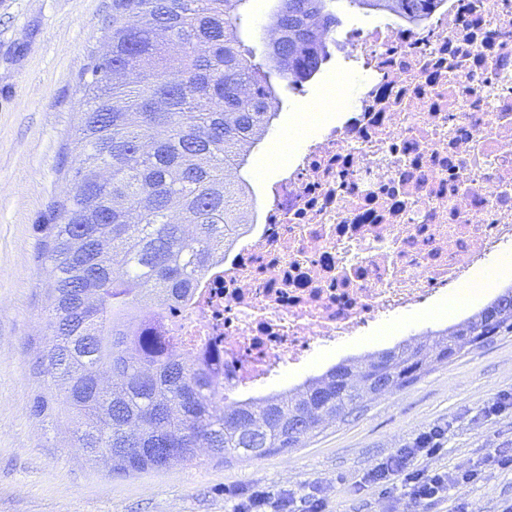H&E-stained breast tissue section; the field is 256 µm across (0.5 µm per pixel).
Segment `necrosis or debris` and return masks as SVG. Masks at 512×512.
<instances>
[{"instance_id": "1", "label": "necrosis or debris", "mask_w": 512, "mask_h": 512, "mask_svg": "<svg viewBox=\"0 0 512 512\" xmlns=\"http://www.w3.org/2000/svg\"><path fill=\"white\" fill-rule=\"evenodd\" d=\"M363 77L340 122L263 187L248 239L159 324L249 398L276 367L469 287L512 248V0H440L350 38Z\"/></svg>"}]
</instances>
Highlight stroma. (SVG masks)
I'll use <instances>...</instances> for the list:
<instances>
[{
    "label": "stroma",
    "mask_w": 512,
    "mask_h": 512,
    "mask_svg": "<svg viewBox=\"0 0 512 512\" xmlns=\"http://www.w3.org/2000/svg\"><path fill=\"white\" fill-rule=\"evenodd\" d=\"M112 0H0V512H235L253 491H320L325 512H410L400 483L368 486L381 458L433 426L434 460L448 470L512 451V333L412 384L367 401L300 447L261 459L206 452L158 471L119 477L75 447L55 418L30 409L42 389L36 362L49 333L43 240L81 125L84 83L104 51ZM504 512L512 468L452 488L420 512Z\"/></svg>",
    "instance_id": "1"
}]
</instances>
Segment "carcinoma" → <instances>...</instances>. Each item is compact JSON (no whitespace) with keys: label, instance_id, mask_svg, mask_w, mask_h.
<instances>
[{"label":"carcinoma","instance_id":"cac0c4a2","mask_svg":"<svg viewBox=\"0 0 512 512\" xmlns=\"http://www.w3.org/2000/svg\"><path fill=\"white\" fill-rule=\"evenodd\" d=\"M248 0H112L109 52L85 83L70 161L78 190L54 211L49 328L32 412H57L77 447L130 475L190 460L297 448L368 396L399 390L512 329V287L466 320L339 363L256 399L224 396L216 368L164 353L148 330L224 261L252 203L238 176L278 116L272 76L300 85L329 54L328 0H277L260 51ZM426 23L437 0H348Z\"/></svg>","mask_w":512,"mask_h":512}]
</instances>
